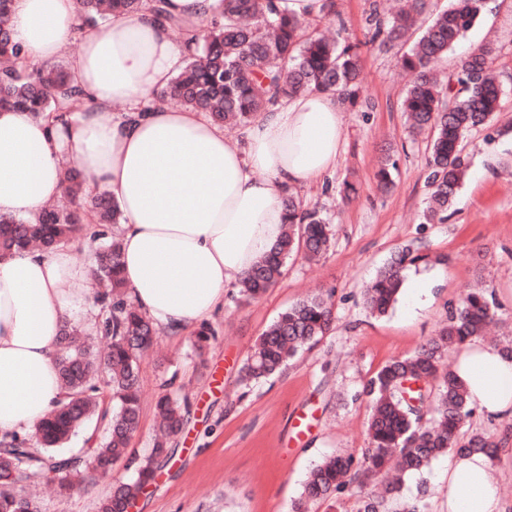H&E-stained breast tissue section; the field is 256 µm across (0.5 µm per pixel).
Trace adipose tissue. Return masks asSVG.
<instances>
[{"mask_svg":"<svg viewBox=\"0 0 512 512\" xmlns=\"http://www.w3.org/2000/svg\"><path fill=\"white\" fill-rule=\"evenodd\" d=\"M223 17L224 0H167L165 18L88 27L72 74L93 105L68 127L0 109V214L35 219L63 194L69 159L120 207L131 300L178 335L223 308L225 290L279 241L283 198L334 168L341 149L340 108L323 93L289 98L247 129L242 148L201 113L140 111L185 66L173 29L200 36ZM78 23V0H15L11 19L27 57L45 63L67 52ZM116 104L131 117L104 122ZM89 275L63 246L0 260V433L30 429L63 401L59 330ZM454 372L481 414L512 415L511 359L475 338L459 347ZM497 471L485 454L452 455L447 512H506Z\"/></svg>","mask_w":512,"mask_h":512,"instance_id":"1","label":"adipose tissue"}]
</instances>
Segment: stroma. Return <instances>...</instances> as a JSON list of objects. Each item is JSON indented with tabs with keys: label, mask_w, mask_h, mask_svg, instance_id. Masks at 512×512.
Instances as JSON below:
<instances>
[{
	"label": "stroma",
	"mask_w": 512,
	"mask_h": 512,
	"mask_svg": "<svg viewBox=\"0 0 512 512\" xmlns=\"http://www.w3.org/2000/svg\"><path fill=\"white\" fill-rule=\"evenodd\" d=\"M330 22L360 44L362 96L342 112V143L335 168L319 182L300 186L304 205L328 218L332 244L320 261L291 256L279 282L258 301L241 302L230 287L224 307L209 318L217 331L205 355H197L193 331L160 335L140 369L142 406L130 451L149 453L154 405L164 391L188 395L192 421L178 436L180 452L169 471L140 499L138 512H291L311 467L326 457L366 447L370 410L363 384L388 360L414 351L433 336L468 289L491 293L496 315L490 334L512 343V0H487L481 19L443 63L452 72L472 46L494 43V67L502 88V110L483 129L465 135L467 177L440 224L422 223L428 191L423 172L430 135H409L400 108L407 76L391 53L368 45L365 18L371 9L389 12L387 0H335ZM398 170L388 189L374 174L383 153ZM360 194L345 201L343 181ZM432 255L404 276L424 278L431 289L420 307L400 296L389 313L370 315L362 290L404 246ZM444 262H435V255ZM312 291L332 294L335 321L313 349L292 360L279 375L249 386L238 371L256 338L289 306ZM304 420L295 429L294 420ZM446 459L424 473L406 476L405 497L427 486L429 512H445ZM107 482L80 495L43 484L38 512H96Z\"/></svg>",
	"instance_id": "obj_1"
}]
</instances>
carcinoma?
<instances>
[{"instance_id": "carcinoma-1", "label": "carcinoma", "mask_w": 512, "mask_h": 512, "mask_svg": "<svg viewBox=\"0 0 512 512\" xmlns=\"http://www.w3.org/2000/svg\"><path fill=\"white\" fill-rule=\"evenodd\" d=\"M12 3L0 0V108L25 112L52 128L65 124L87 95L74 83L71 68L31 65L9 28ZM484 8L485 0H450L447 8L429 15L428 0H403L387 22L374 11L367 17L370 42L385 50L399 48L398 66L409 76L401 101L408 132L432 133L424 171L429 195L423 214L426 224L446 220L463 184L465 134L489 125L500 107L502 89L493 69L492 45L472 50L446 81L434 70ZM146 10L164 16L165 0H79L86 25ZM362 66L358 45L340 32L330 37L310 30L309 22L278 11L274 0H224V22L210 24L195 40L172 89L144 103L140 111L173 101L205 113L219 125H247L295 95L326 93L352 104L359 94ZM394 170L396 161L387 157L381 162L376 173L381 186L393 183ZM63 181L69 203L45 208L36 223L0 215V258L33 248L50 252L77 233L94 242L105 240L93 254V272L104 284L95 298L100 315L97 333L109 345L106 352H96L93 338H81L78 326L64 322L57 361L67 398L34 425L31 435H0V512H34L30 489L48 475L58 480L61 492H82L98 480L112 478L113 467L125 461L133 468L132 476L114 483L96 503V512H123L125 503L141 498L173 459V439L191 415L187 398L160 396L150 453L136 461L128 459L141 412L140 354L161 328L128 300L120 241L108 236L112 225L122 222L117 203L106 192L83 201L87 179L73 166L64 171ZM283 207L288 219L285 233L239 282V293L247 301L277 283L290 254L317 260L330 248L327 222L317 210L304 208L292 193L283 199ZM426 260L408 246L396 251L365 288L366 309L385 315L401 292L404 271ZM494 316L495 303L487 289L472 288L435 336L415 352L381 366L362 391L371 409L368 448L358 457L334 455L315 464L293 512H308L310 505L349 494L354 486L363 490L375 485L387 472L391 478L365 493L357 512H426L422 498L402 499V475L423 472L449 453L494 455L499 441L493 436L465 431L474 409L447 364L448 353L482 336ZM333 320L332 295L297 301L258 337L240 369V381L279 374L299 351L318 344ZM92 420L105 426L97 448L87 456L57 451Z\"/></svg>"}]
</instances>
